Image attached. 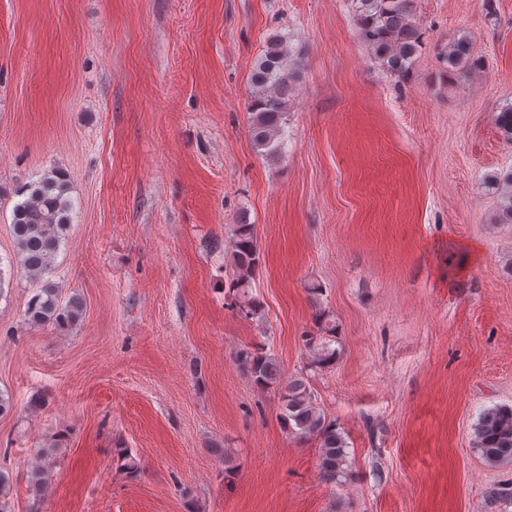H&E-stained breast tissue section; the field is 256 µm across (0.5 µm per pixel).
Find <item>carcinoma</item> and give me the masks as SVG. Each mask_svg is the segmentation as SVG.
Instances as JSON below:
<instances>
[{"label":"carcinoma","mask_w":512,"mask_h":512,"mask_svg":"<svg viewBox=\"0 0 512 512\" xmlns=\"http://www.w3.org/2000/svg\"><path fill=\"white\" fill-rule=\"evenodd\" d=\"M357 35L374 58L400 81L410 78L415 56L424 46L425 32L415 23L411 0H353ZM299 53L280 35L269 39L267 49L254 64L248 104L249 134L254 147L269 158L282 156L286 145L288 107L292 84L298 77ZM445 73L465 75L480 62L472 56L467 36L448 45L443 54ZM495 124L503 137L512 141V107L502 109ZM507 188L503 217L512 223V171L494 179ZM26 198L14 206L12 232L17 245L16 263L33 281L40 284L29 302L27 314L35 324L52 322L71 325L81 318L83 299L75 295L60 303L58 288L50 279L54 259L70 224L74 209L69 186L57 169L46 172L39 181L25 186ZM262 258L253 235V227L243 223L234 230L231 250L229 288L240 297L239 309L247 316L258 311L250 295L256 269ZM313 362L330 365L336 350L331 341H309ZM238 360L259 387L277 386L282 390L280 419L285 428L300 438H314L319 443V467L326 481L344 483L349 477L347 442L336 422L328 420L316 405L315 394L303 375L282 380L280 364L258 350L239 353ZM474 448L486 463L512 461V407L501 405L484 410L474 427Z\"/></svg>","instance_id":"1"}]
</instances>
